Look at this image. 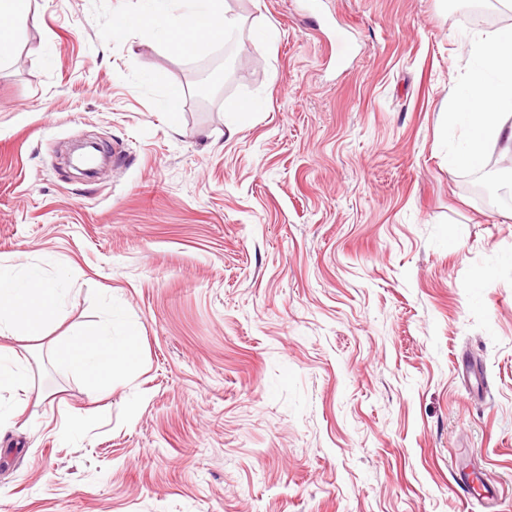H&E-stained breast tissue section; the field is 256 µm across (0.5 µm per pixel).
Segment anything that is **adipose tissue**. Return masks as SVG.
<instances>
[{
	"label": "adipose tissue",
	"instance_id": "adipose-tissue-1",
	"mask_svg": "<svg viewBox=\"0 0 512 512\" xmlns=\"http://www.w3.org/2000/svg\"><path fill=\"white\" fill-rule=\"evenodd\" d=\"M173 0H147L124 25L160 29L169 44L186 52L214 40L235 36L239 21L224 8V0H180L183 11L173 15ZM475 64L463 88L452 95L445 128L462 126V148L448 152V168L455 171L477 165L488 142L503 143L512 151V125L502 114L512 112V28L473 31L469 42ZM64 291L48 281L34 264L0 262V335L38 339L42 318L58 310ZM139 336L135 328L121 335L100 328L81 329L69 336L53 356L58 365L81 374L96 391L108 392L116 376L137 370Z\"/></svg>",
	"mask_w": 512,
	"mask_h": 512
}]
</instances>
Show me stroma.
<instances>
[{
  "label": "stroma",
  "mask_w": 512,
  "mask_h": 512,
  "mask_svg": "<svg viewBox=\"0 0 512 512\" xmlns=\"http://www.w3.org/2000/svg\"><path fill=\"white\" fill-rule=\"evenodd\" d=\"M302 2L226 0L230 52L115 26L142 0L15 20L0 259L70 292L42 343L0 336L34 382L0 512H512V154L452 173L441 133L476 25L456 0ZM132 325L140 367L104 398L43 352Z\"/></svg>",
  "instance_id": "obj_1"
}]
</instances>
